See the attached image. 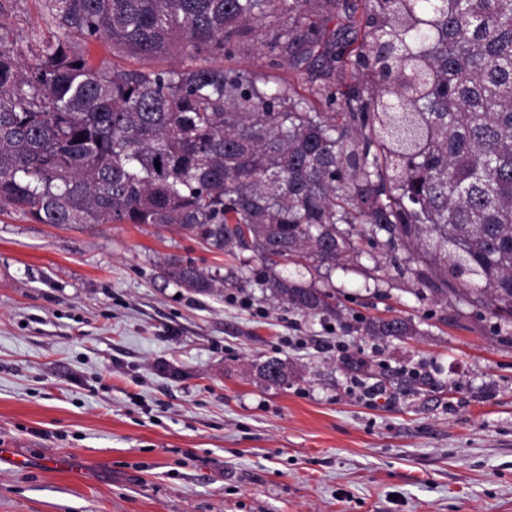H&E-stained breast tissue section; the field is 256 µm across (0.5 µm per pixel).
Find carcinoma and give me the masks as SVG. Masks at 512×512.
I'll list each match as a JSON object with an SVG mask.
<instances>
[{"label": "carcinoma", "instance_id": "obj_1", "mask_svg": "<svg viewBox=\"0 0 512 512\" xmlns=\"http://www.w3.org/2000/svg\"><path fill=\"white\" fill-rule=\"evenodd\" d=\"M0 0V212L39 224L177 226L213 252H256V282L306 315L336 313L313 279L354 238L411 248L417 278L512 322V0H364L362 38L328 51L360 85L302 95L282 79L338 0H42L25 38ZM271 30L269 69L232 56L244 25ZM177 66L95 67L74 39ZM340 111H325L334 105ZM160 166H155V163ZM293 263L306 270L283 275ZM201 295L224 276L171 258ZM371 336L414 333L403 317ZM269 385L285 363L257 364Z\"/></svg>", "mask_w": 512, "mask_h": 512}]
</instances>
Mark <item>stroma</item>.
<instances>
[{"instance_id":"obj_1","label":"stroma","mask_w":512,"mask_h":512,"mask_svg":"<svg viewBox=\"0 0 512 512\" xmlns=\"http://www.w3.org/2000/svg\"><path fill=\"white\" fill-rule=\"evenodd\" d=\"M362 12L312 14L319 45L282 72L297 92L325 46L359 40ZM269 40L248 26L220 63L263 70ZM79 49L95 66L176 61ZM172 257L219 271L223 295L167 279ZM417 266L359 244L316 280L335 315L305 316L254 283V252L1 211L0 512H512V324L426 289ZM395 316L414 335L362 329ZM270 357L285 385L258 377Z\"/></svg>"}]
</instances>
